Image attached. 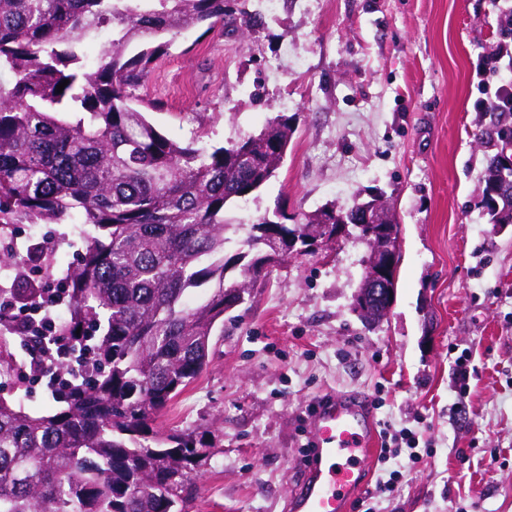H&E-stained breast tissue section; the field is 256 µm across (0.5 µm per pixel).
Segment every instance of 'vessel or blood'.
Masks as SVG:
<instances>
[{
    "instance_id": "obj_1",
    "label": "vessel or blood",
    "mask_w": 512,
    "mask_h": 512,
    "mask_svg": "<svg viewBox=\"0 0 512 512\" xmlns=\"http://www.w3.org/2000/svg\"><path fill=\"white\" fill-rule=\"evenodd\" d=\"M376 422L367 400L331 396L313 420V464L287 503L288 512H349L365 487Z\"/></svg>"
}]
</instances>
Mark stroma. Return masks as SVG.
I'll list each match as a JSON object with an SVG mask.
<instances>
[{
  "mask_svg": "<svg viewBox=\"0 0 512 512\" xmlns=\"http://www.w3.org/2000/svg\"><path fill=\"white\" fill-rule=\"evenodd\" d=\"M500 2L278 0L248 34L183 32L134 88L164 135L207 149L296 116L276 176L229 211L233 240L274 211L294 223L376 190L400 226L381 322L353 307L367 247L351 237L273 267L225 316L207 367L157 420L216 450L189 512H286L311 417L334 394L375 400L378 428L419 441V463H371L350 512H512V224L478 207L472 137L511 76L491 58ZM22 395L58 409L25 365L0 389Z\"/></svg>",
  "mask_w": 512,
  "mask_h": 512,
  "instance_id": "1",
  "label": "stroma"
}]
</instances>
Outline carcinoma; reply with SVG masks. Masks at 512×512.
Wrapping results in <instances>:
<instances>
[{"mask_svg": "<svg viewBox=\"0 0 512 512\" xmlns=\"http://www.w3.org/2000/svg\"><path fill=\"white\" fill-rule=\"evenodd\" d=\"M263 18L243 0H0V226L83 224L86 239L67 277L69 315L60 339L33 337L0 309V379L14 375L3 348L33 345L30 370L61 384L62 404L39 415L0 398V512H187L191 476L214 451L194 431L155 426L168 403L209 362L212 336L250 283L338 215L348 235L361 205L325 207L304 221L268 217L226 253L229 208L273 176L295 132L278 115L257 136L210 151L162 135L135 107L131 89L167 42L193 26L250 31ZM109 28L93 67L83 40ZM499 47L512 43V4L499 8ZM68 81L63 92L57 85ZM480 207L490 224H512V83L483 108ZM26 255L0 252L24 267ZM240 270L232 281L227 273ZM199 289L202 299L187 303ZM42 291L26 276L9 289L28 308ZM75 341L65 337L75 333Z\"/></svg>", "mask_w": 512, "mask_h": 512, "instance_id": "carcinoma-1", "label": "carcinoma"}]
</instances>
